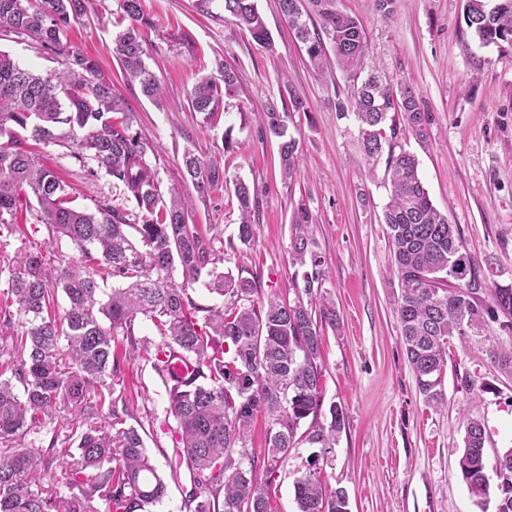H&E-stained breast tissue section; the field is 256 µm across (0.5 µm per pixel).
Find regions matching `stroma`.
I'll use <instances>...</instances> for the list:
<instances>
[{
    "label": "stroma",
    "mask_w": 512,
    "mask_h": 512,
    "mask_svg": "<svg viewBox=\"0 0 512 512\" xmlns=\"http://www.w3.org/2000/svg\"><path fill=\"white\" fill-rule=\"evenodd\" d=\"M271 45L255 41L224 12L223 0H142L151 21L145 31L146 63L163 88L162 105L125 82L112 52L121 29L116 0H87L64 39L95 58L138 117L137 130L155 147L163 188L192 200L190 223L201 232L224 227V267L258 277L263 291L294 299L289 262L292 215L306 204L338 324L325 328L323 403L340 405L345 425L330 454L300 442L269 479L276 512H296L293 484L319 468L328 485L344 489L351 512H480L458 469L467 417L484 423L487 468L512 448V367L497 353L512 351V315L494 310L483 335L452 337L441 375L445 404L430 406L420 394L402 346L394 310L398 290L383 210L389 198L386 160H368L357 142L354 117L338 118L336 98L347 84L339 71L317 77L283 18L278 0H255ZM367 34L366 66L385 67L390 78L419 92L431 123L426 140L406 133L434 204L458 225L465 249L493 268L491 283L512 286V50L479 46L464 20V0H396L391 18L372 0H344ZM188 42H181V35ZM0 51L42 74L61 70V59L25 36H0ZM236 67L234 93L225 97L217 124H204L188 92L217 65ZM292 86L306 103L290 133L300 141L292 179L280 171L279 149L263 128L268 99ZM217 161L227 185L196 193L183 169L185 149ZM71 186L77 207L95 208L115 192L103 171L88 172L69 148L37 147ZM261 190L255 214L261 229L252 246L237 239L240 222L232 180ZM15 232L0 234V292L6 269L20 254L43 250L47 258L79 260L68 244L51 242L44 225L18 210ZM114 383L115 404L133 405L148 452L162 473L174 460L176 421L165 384L151 362L125 364Z\"/></svg>",
    "instance_id": "35a3bbf8"
}]
</instances>
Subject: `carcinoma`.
<instances>
[{
  "label": "carcinoma",
  "mask_w": 512,
  "mask_h": 512,
  "mask_svg": "<svg viewBox=\"0 0 512 512\" xmlns=\"http://www.w3.org/2000/svg\"><path fill=\"white\" fill-rule=\"evenodd\" d=\"M117 2L128 24L116 34L113 53L126 79L138 82L159 106L162 85L144 60L142 27L151 23L141 0ZM85 3L0 0V34L28 36L64 58L63 70L43 77L0 51V136L10 138L8 148L0 147V216L16 213L21 195L30 194L37 203L30 210L35 223L81 255L79 263L61 258L50 266L41 252H27L9 268L3 296L16 307L21 330L0 335V512H149L162 502L165 479L139 431L125 426L128 408L116 409L106 383L137 358L152 362L165 383L177 423L172 475L184 467L190 476L186 512H274L269 486L234 457L262 414L269 421L264 465L270 475L298 444L302 420L321 415L323 327L336 326L337 315L326 307L315 313L303 302L323 276L309 231L312 215L301 204L292 216L290 261L312 267L303 273V286L295 287L296 300L276 293L262 298L254 279L224 272V251L213 248V239L221 238L218 225L209 226L215 238L207 239L187 223L189 201L174 188L163 193L152 145L133 129L134 113L112 79L92 57L63 43L65 26L85 13ZM279 8L317 75L334 55L348 89L334 108L342 117L354 115L365 156L388 151L390 198L383 221L394 251L400 335L420 393L437 408L445 401L440 377L448 339L484 333L490 266L465 250L458 225L449 223L424 188L416 156L398 147L403 124L426 139L429 113L410 85L392 84L380 66L366 68L359 18L343 0H279ZM224 13L271 45L254 0H224ZM464 19L480 46H512V0H465ZM218 70L219 77H202L189 90L192 109L207 124L237 84L232 65L220 63ZM303 109L290 87L288 96L268 101L264 110L266 132L279 140L288 175L299 152L288 121ZM115 113L122 119L114 120ZM30 139L71 142V157L82 167L95 162L119 194L94 211L73 206L70 185L29 150ZM183 167L200 195L227 181L219 164L190 149ZM234 194L241 214L237 239L248 246L256 237L251 213L259 188L237 180ZM461 261L465 277L448 280V267ZM110 278L120 285L107 290L102 284ZM199 282L222 297V305L198 304L189 290ZM60 292L67 299L63 310ZM492 299L512 315V288L495 289ZM139 319L151 322L158 340L136 337ZM62 407L71 409L72 436L61 440L52 433L46 451L62 463L70 491L63 506L44 454L22 444ZM329 415L305 435L326 453L345 425L340 406L330 405ZM109 416L112 423L102 424ZM485 442L483 422L467 418L462 479L481 509L492 501L495 512H512V449L498 457L492 483ZM294 497L297 512H350L346 491L328 486L318 470L296 480Z\"/></svg>",
  "instance_id": "1"
}]
</instances>
